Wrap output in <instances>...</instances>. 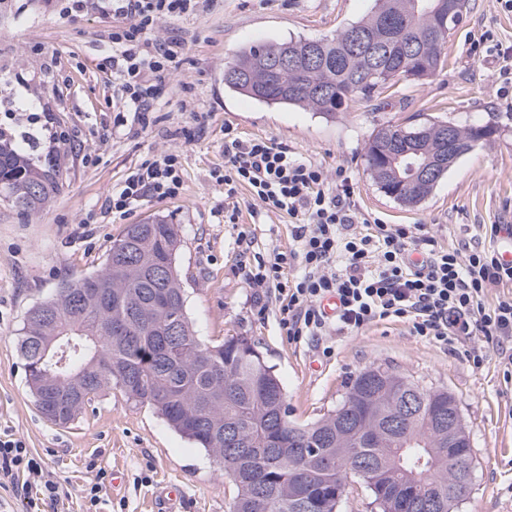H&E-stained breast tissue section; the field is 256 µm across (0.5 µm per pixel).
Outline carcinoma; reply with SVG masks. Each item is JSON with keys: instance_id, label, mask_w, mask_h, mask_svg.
<instances>
[{"instance_id": "cac0c4a2", "label": "carcinoma", "mask_w": 512, "mask_h": 512, "mask_svg": "<svg viewBox=\"0 0 512 512\" xmlns=\"http://www.w3.org/2000/svg\"><path fill=\"white\" fill-rule=\"evenodd\" d=\"M421 0H375L371 13L327 39H318V63L273 72L268 58L288 50L299 55L306 38L252 42L224 66V87L268 106H298L327 118L349 104L400 80L420 81L443 67L450 33L431 36V19ZM408 30L427 65H412L385 46L388 28ZM360 32V47L352 34ZM477 125L428 120L373 131L364 160L376 183L395 177L380 159L385 150H413L432 165L448 152V130L462 141ZM442 179L438 174L411 188L414 207ZM59 191L54 166L38 165L0 133V201L26 214L39 212ZM180 225L155 219L129 224L110 245L95 273L62 280L54 294L30 307L17 349L25 362L26 383L39 412L66 426L103 392L119 390L132 404L148 405L175 431L210 455L234 483L230 512H253L264 495L268 512H337L346 486L361 481L377 512L407 475L420 485L403 493L400 512H448L451 479L470 468V436L448 453V436L428 425L435 405L454 399L444 392L436 402L412 400L420 384L381 365L360 372L335 410L299 425L288 419L284 386L272 367L255 356L247 338L213 344L196 334L185 309V289L176 266ZM59 336L75 342L67 352L72 376L54 382L45 375L41 347ZM412 406L406 430L414 445L378 432L382 416ZM309 434L305 448L276 446L282 421ZM311 476L307 496L288 491L296 474Z\"/></svg>"}]
</instances>
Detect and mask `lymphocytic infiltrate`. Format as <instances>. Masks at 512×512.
Returning <instances> with one entry per match:
<instances>
[{
    "instance_id": "obj_1",
    "label": "lymphocytic infiltrate",
    "mask_w": 512,
    "mask_h": 512,
    "mask_svg": "<svg viewBox=\"0 0 512 512\" xmlns=\"http://www.w3.org/2000/svg\"><path fill=\"white\" fill-rule=\"evenodd\" d=\"M213 0H64L69 16L112 21V53L105 62L122 90L123 111L148 127L160 86L180 70L188 45L157 36L171 18L199 15ZM224 193L248 187L260 209L293 218V245L244 263L256 292L273 293L289 340L329 332H357L374 323H407L410 333L482 368L488 351L501 356L512 381V293L486 305L491 289L512 284V266L485 244L439 246L409 224H383L360 213L344 173L329 177L318 164L267 138L224 134ZM177 151L164 150L131 168L113 188L109 208L122 216L145 197L177 196L182 189ZM421 263H411L412 252ZM335 298V314L322 303ZM20 497L36 494L55 507L64 490L48 478L39 456L13 435H0V487Z\"/></svg>"
}]
</instances>
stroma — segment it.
I'll return each instance as SVG.
<instances>
[{"mask_svg": "<svg viewBox=\"0 0 512 512\" xmlns=\"http://www.w3.org/2000/svg\"><path fill=\"white\" fill-rule=\"evenodd\" d=\"M374 0H215L210 11L172 18L165 37L184 39L189 53L180 72L162 85L154 121L139 129L120 113V91L102 68L112 52L109 20L63 16L61 0H0V130L39 162L55 164L59 192L39 213L0 202V432L21 439L40 456L49 476L69 494L58 512H82L78 489L91 479L89 462L121 475L106 487L99 512H153L166 482L181 485L182 512H229L236 494L203 449L170 429L149 406L120 391L100 395L73 423L46 421L26 385L16 340L27 310L58 283L99 270L126 225L162 217L181 227L177 254L186 312L205 340L248 338L280 377L292 421L307 424L338 405L351 380L370 366L387 365L425 387L452 393L470 433L472 489L457 512H512V383L504 382L497 352L472 368L448 351L412 336L406 324L380 322L324 343L290 342L279 306L267 298L258 311L241 271L247 256L287 249L291 220L266 214L247 187L225 198L224 131L287 145L328 174L345 170L360 211L385 224H421L444 246L484 238L492 224L512 225V108L497 96L495 54L475 57L482 33L512 44V13L498 0H469L453 27L447 62L435 76L400 82L327 119L297 107H269L224 88V66L255 41L321 38L368 15ZM51 113L71 146L54 150L48 133L32 125L28 105ZM202 113L194 121L192 113ZM460 125H493L491 140L462 157L419 205L385 196L364 162L365 145L380 125L409 126L429 118ZM171 149L180 156L183 190L173 199L149 197L124 217L107 210L113 186L136 163ZM237 208L250 225L242 248ZM332 345V355L322 353Z\"/></svg>", "mask_w": 512, "mask_h": 512, "instance_id": "1", "label": "stroma"}]
</instances>
